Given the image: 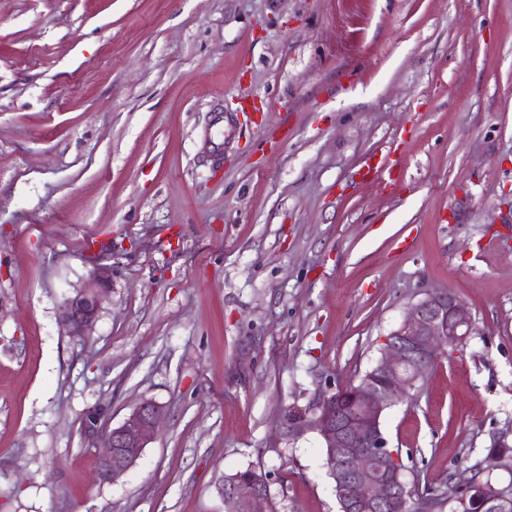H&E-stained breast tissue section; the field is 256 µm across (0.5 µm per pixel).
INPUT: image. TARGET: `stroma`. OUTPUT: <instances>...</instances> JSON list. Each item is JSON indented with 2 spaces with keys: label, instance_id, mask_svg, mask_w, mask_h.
Segmentation results:
<instances>
[{
  "label": "stroma",
  "instance_id": "obj_1",
  "mask_svg": "<svg viewBox=\"0 0 512 512\" xmlns=\"http://www.w3.org/2000/svg\"><path fill=\"white\" fill-rule=\"evenodd\" d=\"M430 289L478 332L383 432L436 487L512 430V0H0V512H224L249 466L280 512H338L283 410ZM147 400L156 439L99 483ZM112 286V268L97 266L83 288L67 297L59 312V321L69 336H89L100 316L102 302ZM161 407L153 402L139 404L105 437L99 453L97 480L113 483L125 475L157 436Z\"/></svg>",
  "mask_w": 512,
  "mask_h": 512
}]
</instances>
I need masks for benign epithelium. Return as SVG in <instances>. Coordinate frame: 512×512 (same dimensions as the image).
<instances>
[{"label": "benign epithelium", "mask_w": 512, "mask_h": 512, "mask_svg": "<svg viewBox=\"0 0 512 512\" xmlns=\"http://www.w3.org/2000/svg\"><path fill=\"white\" fill-rule=\"evenodd\" d=\"M111 286L112 267L97 266L87 284L63 301L59 321L69 335L80 338L92 333ZM476 333L471 312L458 296L446 290L426 293L389 333L372 373L352 389L359 407L355 415L336 407V390L323 389L297 416L281 419L279 436L296 440L315 433L320 437L329 453L338 496L350 512H407L399 457L387 446L382 418L420 388L447 345ZM161 414L160 406L143 402L108 433L98 457L99 483H114L135 465L156 438ZM223 493L231 512H268V498L259 486L234 480ZM469 494L471 502L461 506L500 512L512 498V487L489 489L479 484Z\"/></svg>", "instance_id": "1"}]
</instances>
